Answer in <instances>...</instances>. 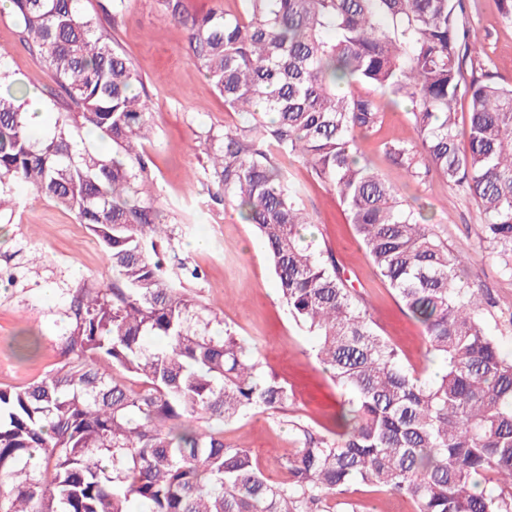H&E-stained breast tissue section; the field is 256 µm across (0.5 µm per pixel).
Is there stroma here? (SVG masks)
Instances as JSON below:
<instances>
[{
	"instance_id": "1",
	"label": "stroma",
	"mask_w": 512,
	"mask_h": 512,
	"mask_svg": "<svg viewBox=\"0 0 512 512\" xmlns=\"http://www.w3.org/2000/svg\"><path fill=\"white\" fill-rule=\"evenodd\" d=\"M104 0H85L87 12L111 30L119 47L142 77L144 97L155 135L142 152L149 160L151 193L174 230L171 243L159 252L168 268L198 269L199 278L185 286L206 304L222 326L258 348L265 372L287 383L291 398L276 413L253 411L225 424L224 440L248 448L262 472L286 479L280 462L291 455L296 436L290 422L302 418L324 434L336 427L340 397L335 384L318 367L313 340L288 316L268 253L255 228L228 205L210 202L205 184L197 182L207 165L206 132L223 133L240 118L224 107L223 98L206 79L188 48L185 28L166 17L158 0H129L118 20L103 16ZM464 17L483 42L484 69L494 82L512 85V22L497 12L493 0H465ZM0 58L17 77L38 85L49 79L39 61L20 45L7 12H0ZM405 106L385 108L382 127L363 144L371 164L400 188L403 199L418 198L439 218L434 230L456 249L469 247L465 271L488 288L496 301L488 322L512 307V278L502 274L497 258L479 248L485 217L478 204L441 181L418 186L408 181L383 151L384 142L408 135ZM288 182L313 222L304 242L314 251L331 250L350 279L359 300L372 315L375 328L402 355L407 367L424 374L438 369L425 361L421 324L375 275L343 207L310 168L294 163ZM13 212L0 215V387H22L63 363L61 335L68 327V304L81 287L104 288L112 281L105 251L75 216L33 191L17 188ZM206 239L203 250L192 249Z\"/></svg>"
}]
</instances>
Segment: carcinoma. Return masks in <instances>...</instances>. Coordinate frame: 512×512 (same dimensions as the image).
Wrapping results in <instances>:
<instances>
[{"instance_id": "cac0c4a2", "label": "carcinoma", "mask_w": 512, "mask_h": 512, "mask_svg": "<svg viewBox=\"0 0 512 512\" xmlns=\"http://www.w3.org/2000/svg\"><path fill=\"white\" fill-rule=\"evenodd\" d=\"M8 2L65 105L35 137L29 87L0 63V214L14 205L9 183L73 213L109 256L112 283L72 296L62 366L0 389V512H329L331 501L359 512L354 486L413 512H512V310L488 331L496 301L465 274L466 255L363 159L383 101L408 102L411 135L385 154L418 184L437 177L470 195L488 217L480 247L512 277V88L466 76L478 37L464 0H243L239 13L203 16L159 0L243 118L206 135L208 191L255 225L289 315L344 395L332 435L293 423L283 481L224 429L195 426L279 411L290 393L256 348L212 330L216 318L158 257L166 224L140 151L153 127L139 72L83 0ZM83 131L112 154L80 146ZM292 162L336 192L440 374L407 369L333 255L301 244L312 220L285 177Z\"/></svg>"}]
</instances>
